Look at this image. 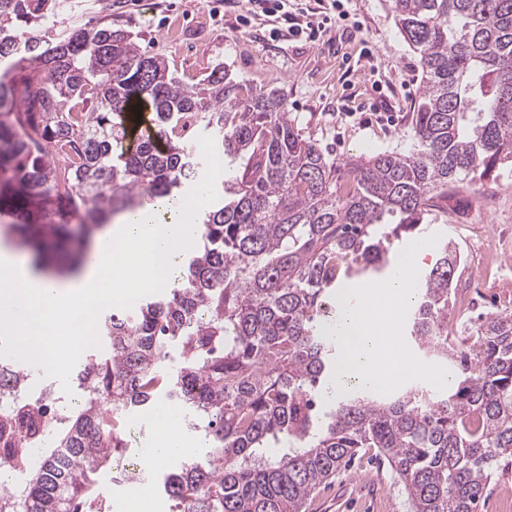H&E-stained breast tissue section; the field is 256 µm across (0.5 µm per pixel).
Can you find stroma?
I'll return each instance as SVG.
<instances>
[{
  "label": "stroma",
  "instance_id": "stroma-1",
  "mask_svg": "<svg viewBox=\"0 0 512 512\" xmlns=\"http://www.w3.org/2000/svg\"><path fill=\"white\" fill-rule=\"evenodd\" d=\"M345 7L346 16H332L313 42L271 40L264 20L241 27L242 0L217 17L206 0H56L47 26L59 35L87 26L127 32L142 53L165 58L187 83L221 64L248 86L279 90L303 137L336 161L409 151L419 59L385 0H347ZM429 230L498 251V287H484L480 269L468 271L469 289L484 294L482 311L498 310L499 296H512V167L496 168L483 185L449 191ZM395 481L370 452H360L314 491L306 512H408Z\"/></svg>",
  "mask_w": 512,
  "mask_h": 512
}]
</instances>
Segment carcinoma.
I'll use <instances>...</instances> for the list:
<instances>
[{
    "label": "carcinoma",
    "instance_id": "carcinoma-1",
    "mask_svg": "<svg viewBox=\"0 0 512 512\" xmlns=\"http://www.w3.org/2000/svg\"><path fill=\"white\" fill-rule=\"evenodd\" d=\"M387 3L422 70L414 147L338 163L303 138L276 90L223 66L185 83L110 27L19 49L52 0H0V214L14 215L9 231L35 267L72 223L91 239L147 198H204L200 248L172 285L103 314L77 375L78 414L57 424L25 397L0 412V464L31 475L0 493V512H104L98 476L125 453L127 419L161 402L207 444L154 473L172 512H303L361 448L391 468L410 512H474L512 456V312L478 316L472 342L448 338L462 256L443 242L419 273L407 333L457 382L380 398L333 389L326 299L392 271L380 239L415 230L448 189L512 164V0ZM137 100L154 135L126 148ZM189 115L207 152L239 162L229 180L204 179ZM0 376L24 389L29 372L0 360Z\"/></svg>",
    "mask_w": 512,
    "mask_h": 512
}]
</instances>
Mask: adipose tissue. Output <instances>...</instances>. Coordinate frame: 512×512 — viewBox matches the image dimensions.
Instances as JSON below:
<instances>
[{
    "instance_id": "obj_1",
    "label": "adipose tissue",
    "mask_w": 512,
    "mask_h": 512,
    "mask_svg": "<svg viewBox=\"0 0 512 512\" xmlns=\"http://www.w3.org/2000/svg\"><path fill=\"white\" fill-rule=\"evenodd\" d=\"M192 217L182 201L167 210L149 204L136 216H123L120 223L95 237L80 272L66 280L34 272L19 252L0 246V331L15 336L19 352L38 367L52 374L65 372L67 364L60 359L52 334L57 311L126 296V289L111 283L117 268L144 289L170 285L178 257L192 242ZM20 300L29 309L23 318L12 311L13 303ZM153 422L158 436L147 458L149 464H167L175 449L186 452L180 416L174 408L159 406Z\"/></svg>"
}]
</instances>
